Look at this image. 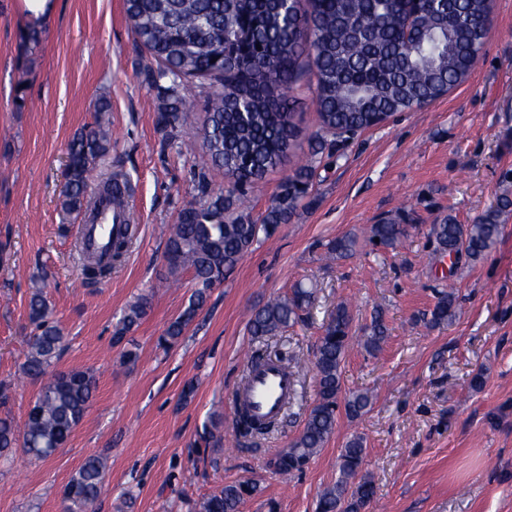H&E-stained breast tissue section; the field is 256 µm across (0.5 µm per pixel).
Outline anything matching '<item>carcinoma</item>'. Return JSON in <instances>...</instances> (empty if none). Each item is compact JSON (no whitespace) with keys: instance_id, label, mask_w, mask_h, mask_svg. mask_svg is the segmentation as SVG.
I'll list each match as a JSON object with an SVG mask.
<instances>
[{"instance_id":"obj_1","label":"carcinoma","mask_w":512,"mask_h":512,"mask_svg":"<svg viewBox=\"0 0 512 512\" xmlns=\"http://www.w3.org/2000/svg\"><path fill=\"white\" fill-rule=\"evenodd\" d=\"M125 0L131 29L156 66L148 74L161 90L158 127L176 140L193 107L187 95L193 89L204 98L205 119L201 141L205 160L198 198L186 204L171 225L165 255L174 276L189 271L195 289L187 307L168 325L158 345L176 343L207 302L212 288L224 282L260 237H271L288 223L306 196L314 175L315 156L326 137L346 138L373 128L395 112L420 101L435 102L462 84L480 62L487 36L489 0ZM311 60L315 84L313 101L319 130L312 138V153L296 165L278 186L266 211L253 219L238 211L244 189L261 179L298 146L300 128L292 111L290 93L300 80L304 58ZM112 152V134L103 119L74 134L68 146L67 182L62 209L77 216L89 214L103 195L112 205L128 207L129 194L113 188L121 174L111 173L97 193H87L89 173ZM224 172L231 189L211 187L209 173ZM512 201L498 206L473 224L445 219L432 225L435 252L442 257L483 260L498 243ZM406 228L393 219L370 226L369 242L396 249ZM132 238L112 244V256L103 264L84 256V271L95 282L108 278L128 255ZM357 240L339 236L325 244L331 260L351 255ZM313 291L301 285L255 308L248 320L250 335L273 337L302 319ZM148 296L127 307L115 326L113 341L121 342L147 313ZM459 314L457 296L448 290L437 297L430 323L441 325ZM34 329L27 339L24 373L40 379L65 347V338L49 320L47 303L35 291L29 301ZM349 306L336 305L322 326L311 364L317 393L304 426L291 446L273 460L275 471L288 477L298 473L323 448L333 433L337 416L352 419L372 405L367 391H344L342 367L353 340ZM387 337L381 316H376L360 337L373 355ZM96 390L88 370L57 372L44 382L33 402L34 412L23 426L0 417V457L15 447L31 459L50 457L66 444L86 414ZM237 427L244 436L263 431L248 409L237 412ZM365 458L363 438L348 441L339 457L341 478L325 488L317 512H364L375 498L372 480L361 474ZM104 459L85 458L64 491L66 512H87L101 495ZM258 491L250 480L226 484L204 498L197 512H239V505Z\"/></svg>"}]
</instances>
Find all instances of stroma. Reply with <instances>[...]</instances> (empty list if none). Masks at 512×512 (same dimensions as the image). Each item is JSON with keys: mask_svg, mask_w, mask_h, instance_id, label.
<instances>
[{"mask_svg": "<svg viewBox=\"0 0 512 512\" xmlns=\"http://www.w3.org/2000/svg\"><path fill=\"white\" fill-rule=\"evenodd\" d=\"M19 0H0V383L7 410L24 421L39 381L22 371L28 303L42 290L66 339L53 368L89 370L97 388L67 444L44 461H0V512H63L67 482L84 458L105 460L107 489L95 512H196L203 498L244 479L259 491L240 512H315L339 475L353 436L376 487L368 512H512V213L501 242L479 263L435 261L429 229L471 224L512 196V0H494L483 59L447 96L340 139L317 157L313 185L289 223L260 240L214 288L169 350L157 339L188 305L190 273L172 277L164 227L195 194L197 157L165 144L161 101L141 68L149 56L124 0H57L51 24L30 46ZM111 104L112 168L134 187L140 226L124 266L101 286L82 282L73 243L80 220L60 205L67 145L94 125L95 101ZM405 212L397 250L375 249L371 224ZM352 233V257L324 264L325 244ZM315 288L302 321L253 339L250 310L295 284ZM455 289L460 314L430 323L438 292ZM151 307L121 345L112 334L139 295ZM355 333L374 314L388 329L382 351L352 344L343 386L373 394L368 413L339 417L305 471L282 480L267 462L299 434L316 397L314 373L279 430L256 442L235 432L234 398L246 356L308 359L337 303ZM138 354L136 361L124 351ZM482 373L481 389L470 386ZM222 442L200 439L210 417Z\"/></svg>", "mask_w": 512, "mask_h": 512, "instance_id": "35a3bbf8", "label": "stroma"}]
</instances>
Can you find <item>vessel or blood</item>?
Segmentation results:
<instances>
[{
  "label": "vessel or blood",
  "instance_id": "b4317fda",
  "mask_svg": "<svg viewBox=\"0 0 512 512\" xmlns=\"http://www.w3.org/2000/svg\"><path fill=\"white\" fill-rule=\"evenodd\" d=\"M126 222L124 214L114 212L109 204H102L96 223L82 225V238L98 255H106L111 239L124 234ZM296 394L295 376L278 364L266 362L252 371L247 387L238 392L237 400L257 418L273 420L281 416Z\"/></svg>",
  "mask_w": 512,
  "mask_h": 512
}]
</instances>
